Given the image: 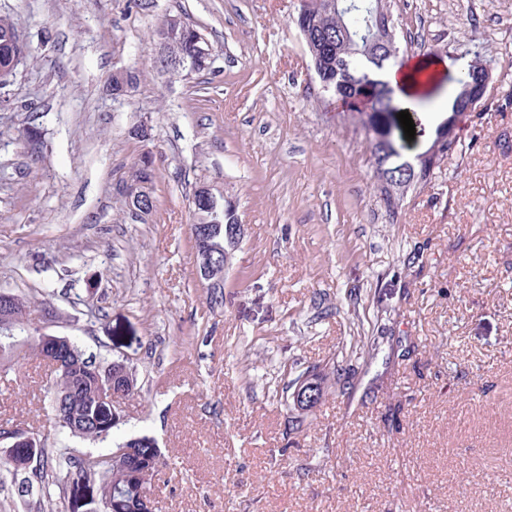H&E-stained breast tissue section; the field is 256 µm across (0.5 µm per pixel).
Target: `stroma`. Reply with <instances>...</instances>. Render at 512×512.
<instances>
[{
  "label": "stroma",
  "instance_id": "stroma-1",
  "mask_svg": "<svg viewBox=\"0 0 512 512\" xmlns=\"http://www.w3.org/2000/svg\"><path fill=\"white\" fill-rule=\"evenodd\" d=\"M300 5L0 0L33 48L0 90V289L49 299L51 333L133 371L112 434L72 447L154 438L167 461L156 512H512V0H389L420 109L414 140L389 121L405 157L447 120L473 45L492 76L451 130L457 149L394 217L365 130L314 71ZM170 16L203 35L210 70L160 68L154 31ZM118 71L137 77L120 97ZM148 153L154 208L138 218L118 187ZM202 184L231 196L246 228L216 308L190 236ZM384 311L378 355L349 357ZM315 366L327 393L289 430L291 385ZM50 379L34 353L12 361L0 424L47 429ZM47 470L52 496L26 502L0 480V512H102L96 486L76 501Z\"/></svg>",
  "mask_w": 512,
  "mask_h": 512
}]
</instances>
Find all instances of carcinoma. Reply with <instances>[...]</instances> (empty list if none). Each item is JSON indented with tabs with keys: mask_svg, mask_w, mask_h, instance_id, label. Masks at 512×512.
Listing matches in <instances>:
<instances>
[{
	"mask_svg": "<svg viewBox=\"0 0 512 512\" xmlns=\"http://www.w3.org/2000/svg\"><path fill=\"white\" fill-rule=\"evenodd\" d=\"M355 5V10L348 13H336L329 7V0H305L302 7L304 16L310 21V36L307 47L318 77L323 87L336 96V99L348 105L361 116V122L372 140V155L378 189L386 210L395 214L402 200L400 195H391L383 181L387 172H400L403 164L401 147L385 139L382 134L384 115L397 111L398 102L395 92L381 79L382 72L389 60L379 65L359 54L352 53L356 46L346 44L349 53L345 57L350 61L351 74L336 69V63L327 62L320 51L322 41L332 39L343 41L351 35L355 41L372 36L370 22L377 0H345ZM198 30L172 16L156 29L158 45L170 44L181 48L186 68L191 71H204L210 67V54L205 40H197ZM21 37L17 25L7 16H0V68L10 66L19 68L31 54L28 42H17ZM474 58L464 74L463 83L473 86L478 95L476 103L486 98L485 81L488 65L483 59L480 45H474ZM154 162L140 160L139 168L131 186L137 197L145 199L142 212L148 214L154 207L148 184L152 181ZM217 200L216 212L202 207L193 209L194 223L211 225L205 236H194L192 240L197 254L211 251L217 242L228 249L237 248L224 236L225 226L236 223L235 213L230 201L221 193H212ZM31 301L23 296H16V303L10 309L0 313V321L10 317L14 329L21 336L30 339L29 348L42 359L49 358V350L41 339L40 329L33 326L29 319ZM59 368L54 370L53 383L46 390L51 416L50 422L57 433L55 462L59 467L70 470L72 487L77 489L92 482L99 484L102 499L105 501L104 512H137L139 498L147 490L149 481L158 474L161 462L155 440L148 437H131L117 444L119 448L130 450L132 462L118 463L99 461L90 463L89 459L73 458L69 440H99L108 437L117 425V418L112 416V409L102 401L101 392L105 385L102 371L91 360L84 357L81 348L69 341L64 352L57 353ZM300 385L315 394L310 400L311 406H317L324 395L322 378L311 371L300 381ZM8 468L12 482L20 498L35 494L45 497L50 494L49 484L45 481L44 469L34 472L26 465V456L14 457Z\"/></svg>",
	"mask_w": 512,
	"mask_h": 512,
	"instance_id": "carcinoma-1",
	"label": "carcinoma"
}]
</instances>
